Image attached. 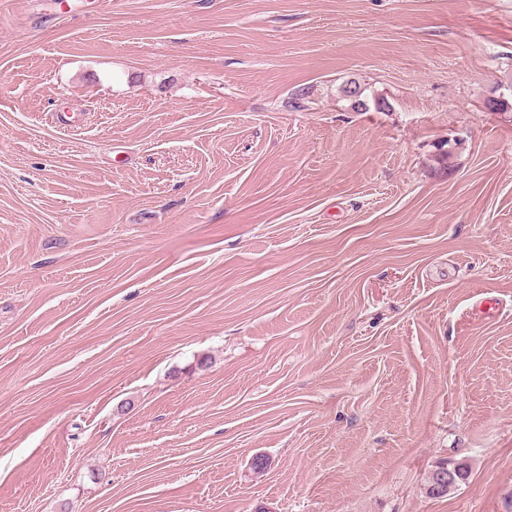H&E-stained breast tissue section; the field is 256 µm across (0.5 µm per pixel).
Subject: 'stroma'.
Listing matches in <instances>:
<instances>
[{"label":"stroma","instance_id":"35a3bbf8","mask_svg":"<svg viewBox=\"0 0 512 512\" xmlns=\"http://www.w3.org/2000/svg\"><path fill=\"white\" fill-rule=\"evenodd\" d=\"M502 96L512 0H0V512H512Z\"/></svg>","mask_w":512,"mask_h":512}]
</instances>
